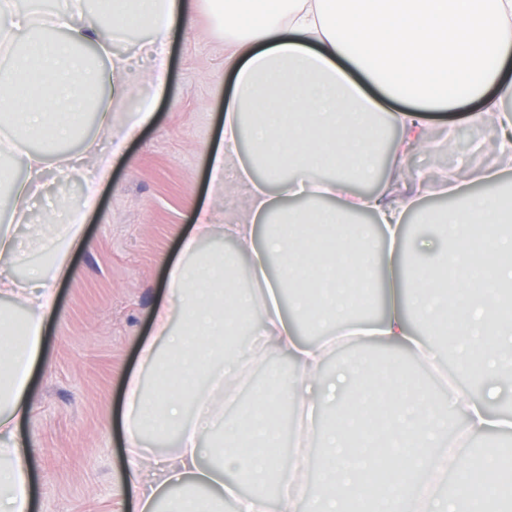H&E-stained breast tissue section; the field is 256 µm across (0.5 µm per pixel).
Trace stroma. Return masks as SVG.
I'll use <instances>...</instances> for the list:
<instances>
[{"mask_svg":"<svg viewBox=\"0 0 512 512\" xmlns=\"http://www.w3.org/2000/svg\"><path fill=\"white\" fill-rule=\"evenodd\" d=\"M192 2L193 22L171 44L152 116L102 184L82 227L85 248L67 258L73 275L59 287L25 425L38 475L35 512L132 508L119 427L126 382L136 373L150 376L140 365L142 346L152 334V311L163 299L169 268L182 256L192 206L209 198V152L231 91L233 34L209 0ZM419 119L429 142L406 154L402 169L420 191L408 222L421 230L402 249L426 265L448 246L434 225L420 222L422 213L453 203L440 174L457 171L463 160L475 169L494 165L484 146L495 130L463 112H423ZM83 183L78 174L49 180L19 228L28 261L40 263L44 254L29 225L79 205Z\"/></svg>","mask_w":512,"mask_h":512,"instance_id":"35a3bbf8","label":"stroma"}]
</instances>
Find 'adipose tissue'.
Listing matches in <instances>:
<instances>
[{
    "label": "adipose tissue",
    "mask_w": 512,
    "mask_h": 512,
    "mask_svg": "<svg viewBox=\"0 0 512 512\" xmlns=\"http://www.w3.org/2000/svg\"><path fill=\"white\" fill-rule=\"evenodd\" d=\"M42 0H0V51L11 67L0 69V117L14 121L17 139L39 137L47 145L71 141L85 112L106 144L88 138L83 148L50 161L43 152L24 154V177L13 175L0 158V189L12 202L14 224L0 227V295L25 309V337L6 363L0 385V512H33L35 474L21 430L33 392L32 370L42 354L45 320L55 311V286L69 278L66 254L84 245L80 229L54 232L46 248L61 252L51 267L27 265L16 240L48 173L65 177L91 166L84 186L93 201L113 159L136 138L149 118L142 104L124 124L113 110L126 95L122 76L130 61H101L87 48L106 47L114 33L147 29L143 52L162 66L168 40L191 21L185 0H101L98 12L76 6L49 18ZM224 26L239 35L231 46L233 92L224 108L222 144L209 158L210 182L224 184V171L241 160L250 141L262 181L249 182L244 216L225 223L215 203L194 207L192 234L173 265L170 299L157 307L154 338L143 361L160 365L157 343L176 348L168 368L191 377L190 388L171 392L145 387L140 376L128 384L121 429L126 467L135 482V512H220L233 499L235 512H512V466L500 449L483 448L477 461L456 464L455 493L442 497L436 475L446 474V448L454 438L512 433V414L493 410L481 397L461 389L448 392L446 406L464 419L460 436L431 406L422 386L402 381L403 367L379 372L362 357L346 359L339 383L325 385L327 358L338 342L334 331L357 318L356 289L391 287L386 313L372 320L362 341L424 359L435 355L411 323L435 327L456 313L453 333L461 371H493L512 378V324L500 313L512 305V264L495 255L512 253V193L496 188L493 170L467 167L446 175L458 190L455 206L442 213L452 250L437 253L429 267L404 258L405 217L415 204V187L400 183L404 155L427 138L414 115L477 104L473 122L498 127L492 147L498 162L512 161V0H226ZM393 128L398 140L381 156L377 124ZM388 171L378 193L357 194L356 183L374 178L378 165ZM490 183L489 192H464L465 180ZM300 194L316 200L289 210L285 198ZM338 199L324 206L325 197ZM376 212L375 224L350 218ZM487 229L492 259L477 265L471 230ZM223 232L233 251L201 265L187 256L214 232ZM317 247L305 252L298 234ZM251 261L252 287L237 285L239 259ZM27 265L26 283L11 270ZM180 309L196 335L174 330ZM259 319L249 353L272 350L288 363L253 391L251 410L225 420L224 406L236 399L244 379V356L224 354L226 337L236 334L249 314ZM316 341L303 338V331ZM341 399L334 425L322 428L319 407ZM299 415L296 449L282 452L273 415L283 405ZM175 437L177 450L158 456L146 446L147 430ZM221 440L203 446L213 430ZM319 432L329 464L325 493L308 498L305 481L311 432ZM252 487L239 492L241 484Z\"/></svg>",
    "instance_id": "adipose-tissue-1"
}]
</instances>
